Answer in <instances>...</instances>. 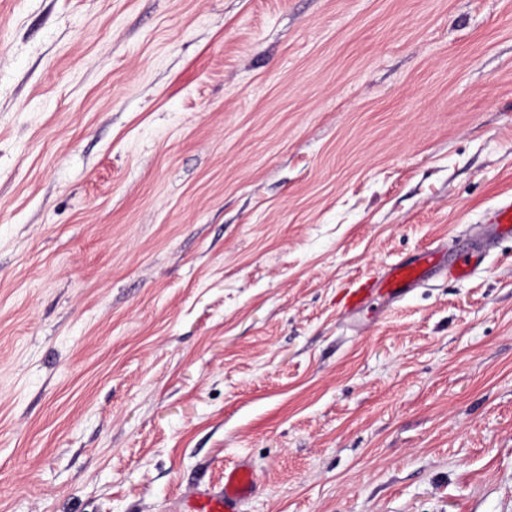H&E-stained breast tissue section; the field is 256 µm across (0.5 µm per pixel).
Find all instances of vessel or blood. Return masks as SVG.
Instances as JSON below:
<instances>
[{
  "label": "vessel or blood",
  "mask_w": 512,
  "mask_h": 512,
  "mask_svg": "<svg viewBox=\"0 0 512 512\" xmlns=\"http://www.w3.org/2000/svg\"><path fill=\"white\" fill-rule=\"evenodd\" d=\"M493 222L497 235L512 236V195L501 199L494 211ZM485 258L482 251L463 249L454 255L453 273L465 278L472 275ZM437 264V254L425 250L413 259L393 264L386 274L377 281L359 280L348 295V305L359 308L377 293L400 301L421 285L429 271ZM255 476L246 463H238L224 470V489L219 493L202 492L196 498L194 512H239L240 504L255 491Z\"/></svg>",
  "instance_id": "vessel-or-blood-1"
}]
</instances>
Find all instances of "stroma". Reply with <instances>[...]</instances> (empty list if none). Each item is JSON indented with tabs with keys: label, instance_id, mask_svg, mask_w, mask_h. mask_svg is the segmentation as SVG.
I'll return each instance as SVG.
<instances>
[{
	"label": "stroma",
	"instance_id": "stroma-1",
	"mask_svg": "<svg viewBox=\"0 0 512 512\" xmlns=\"http://www.w3.org/2000/svg\"><path fill=\"white\" fill-rule=\"evenodd\" d=\"M510 193L512 0H0V512H512ZM493 224H496L495 239L507 234L512 236V195L501 199L494 211ZM484 258L485 254L475 248L459 250L454 255L452 273L459 278H466L480 267ZM437 258V252L424 250L411 260L393 264L379 281L359 280L349 290L347 306L362 307L376 293H384L395 301L403 300L425 281L428 272L436 266ZM255 486V476L248 464L226 467L223 492H200L194 512H239V505L254 493Z\"/></svg>",
	"mask_w": 512,
	"mask_h": 512
}]
</instances>
